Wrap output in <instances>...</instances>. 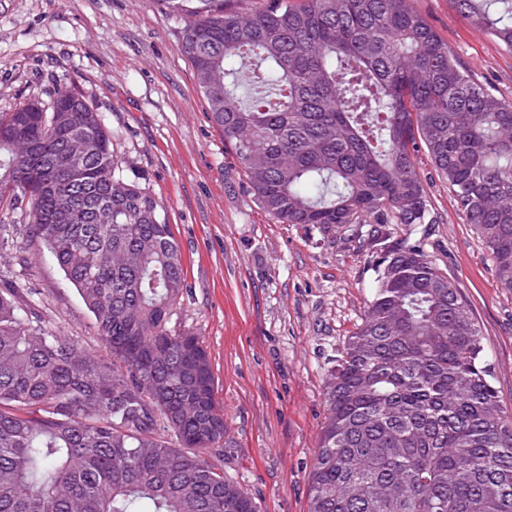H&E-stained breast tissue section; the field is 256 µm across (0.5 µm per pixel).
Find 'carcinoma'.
<instances>
[{"label":"carcinoma","mask_w":512,"mask_h":512,"mask_svg":"<svg viewBox=\"0 0 512 512\" xmlns=\"http://www.w3.org/2000/svg\"><path fill=\"white\" fill-rule=\"evenodd\" d=\"M258 207L369 224L372 299L332 359L308 512H512V417L459 288L390 224H423L424 150L512 290V102L475 81L411 0H159ZM512 51V0H453ZM88 140L84 177L61 168ZM28 199L108 364L0 290V512H256L224 447L207 348L169 327L185 287L163 202L120 175L112 131L60 87L0 113V200ZM170 433L176 443L166 440Z\"/></svg>","instance_id":"cac0c4a2"}]
</instances>
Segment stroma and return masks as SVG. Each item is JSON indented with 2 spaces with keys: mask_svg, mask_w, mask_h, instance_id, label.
Returning a JSON list of instances; mask_svg holds the SVG:
<instances>
[{
  "mask_svg": "<svg viewBox=\"0 0 512 512\" xmlns=\"http://www.w3.org/2000/svg\"><path fill=\"white\" fill-rule=\"evenodd\" d=\"M413 5L475 79L512 102V52L452 0ZM183 27L157 0H0V112L49 101L63 84L101 112L122 174L163 201L182 252L185 288L171 325L207 348L227 425L208 461L258 512H307L330 361L372 296L369 227L280 224L257 206L178 50ZM416 163L427 221L391 230L420 242L469 302L512 415V291L428 158ZM28 210L0 205V224L18 227L13 251L0 254V289L20 285L49 330L111 361L77 290L29 236Z\"/></svg>",
  "mask_w": 512,
  "mask_h": 512,
  "instance_id": "stroma-1",
  "label": "stroma"
}]
</instances>
